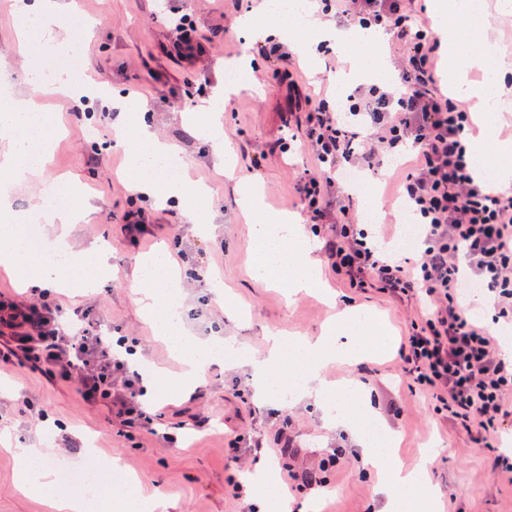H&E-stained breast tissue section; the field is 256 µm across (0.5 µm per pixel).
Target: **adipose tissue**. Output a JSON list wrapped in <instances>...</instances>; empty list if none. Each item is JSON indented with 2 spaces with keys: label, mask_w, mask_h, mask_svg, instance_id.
Wrapping results in <instances>:
<instances>
[{
  "label": "adipose tissue",
  "mask_w": 512,
  "mask_h": 512,
  "mask_svg": "<svg viewBox=\"0 0 512 512\" xmlns=\"http://www.w3.org/2000/svg\"><path fill=\"white\" fill-rule=\"evenodd\" d=\"M433 32L448 64V82L458 102L480 115L481 130L469 141V154L477 177H489L493 190L512 187V138L498 137L495 130V103L506 94V74L485 70L489 44L484 28H474L465 20L463 0H433ZM309 0H277L275 6L264 7L251 19L255 39L277 37L300 40L304 46L336 43L337 38L326 26L311 27ZM481 69L482 79L471 76ZM43 123L42 111L33 97L14 101L12 109L0 110V130L10 133L0 150V267L12 271L28 288H57L64 275L61 263L41 259L28 264L25 240L13 230L11 190L27 182L35 169L27 162L32 154L29 133ZM128 159L127 177L130 189L137 194L179 202L193 223H208L207 213L197 202L205 197L204 187L189 182H170L161 173V165L172 158L173 151L144 129L130 132L122 141ZM495 152L500 164L494 175H487L483 162L487 152ZM239 203L253 223L252 275L256 280L287 285L292 293L322 287L319 264L311 255L306 231L298 216L282 211H269L258 185L244 184L238 189ZM139 281L149 302L143 312L155 332L164 336L172 351L183 361L186 371L176 379L152 377L147 390L160 395L171 388L187 389L211 362V343L187 334L184 323L171 314L166 305L177 276L166 251L159 250L142 258L137 265ZM389 340L385 324L369 312L347 310L336 322L322 328L316 339L299 336L274 337L264 354L252 357L257 372V387L262 397L284 392L289 398L298 395L312 399L324 422L343 426L352 404L358 397L357 387L339 389L329 384L324 369L336 362L358 363L364 356ZM364 461L377 472V486L387 497L385 512H435L437 498L427 482L424 470L402 471L395 463L397 438L386 431L381 444L368 441L357 433Z\"/></svg>",
  "instance_id": "ef3b65f1"
}]
</instances>
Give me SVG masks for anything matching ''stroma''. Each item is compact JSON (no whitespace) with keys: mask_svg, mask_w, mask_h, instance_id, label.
I'll return each instance as SVG.
<instances>
[{"mask_svg":"<svg viewBox=\"0 0 512 512\" xmlns=\"http://www.w3.org/2000/svg\"><path fill=\"white\" fill-rule=\"evenodd\" d=\"M497 2L487 0L486 24L512 87V13L499 12ZM68 3L61 26L78 34L84 93L42 95L48 122L60 133L39 175L12 192L13 210L22 220L46 184L74 177L97 208L90 223L71 225L67 234L55 232L49 223L42 228L47 242L63 243L71 256L97 243L109 257L111 272L98 288L57 292L63 308L89 310L104 332L137 338L138 352L154 370L179 374L180 362L141 318L136 303L138 259L162 245L179 270L203 258L210 262L206 284L179 289L191 335L202 340L218 336L256 354L264 351L272 333L318 335L335 308L318 294L291 299L285 288L251 278V226L234 185L239 177L256 180L270 208L302 213L298 183L315 167L303 143L305 116L319 100L335 102L338 76L366 49L361 33L343 32L342 49L320 51L313 69L299 45L288 44L285 59L261 54L241 21L260 12L263 0ZM185 10L191 11L203 44L195 74L168 53L166 18ZM23 23L17 0H0V81L15 96L30 88L31 63L50 67L65 53L61 47L44 52L35 46L30 55L20 54L17 30ZM245 55L252 59V70L244 89L231 95L224 108L221 138L200 136L186 125L184 112L224 84L227 70ZM107 102L121 112L102 125L98 117ZM130 126L145 127L175 145L184 175L209 187V233H198L181 208L131 192L124 178L126 156L115 145L119 131ZM363 177L381 203L374 223L384 239H396L402 221L394 202L400 175L367 170ZM137 208L158 226L133 243L121 225L124 213ZM313 255L338 295V306L381 314L393 336L376 359L357 366L329 365L326 378L360 382L369 407L399 434L397 453L404 468H415L428 448H439L428 470L438 512H512V472L493 470L491 451L437 413L432 394L409 385L400 348L423 315L419 303L374 286L351 287L332 270L323 237H315ZM256 379L251 365L214 360L192 389L150 407L154 433L130 438L110 407L86 404L75 383L29 363L0 367V437L6 442L0 448V512H53L46 495L18 489L20 463L9 448L29 444L40 449L61 480L76 469L104 476L103 496L85 503L83 512H141L145 499L157 491L172 498L178 512H243L224 469L226 441L237 435L260 437L266 446L258 456L243 452V471L277 466L281 490L309 505L310 512H383L386 499L376 492L375 471L362 462L350 429L324 424L305 397L288 405L259 400L253 393Z\"/></svg>","mask_w":512,"mask_h":512,"instance_id":"35a3bbf8","label":"stroma"}]
</instances>
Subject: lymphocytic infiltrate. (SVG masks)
I'll return each instance as SVG.
<instances>
[{
	"mask_svg": "<svg viewBox=\"0 0 512 512\" xmlns=\"http://www.w3.org/2000/svg\"><path fill=\"white\" fill-rule=\"evenodd\" d=\"M322 12L351 31L384 30L410 51L394 81L348 92L342 113L323 105L308 113L305 135L317 164L298 189L312 229L322 230L336 167L374 169L384 156L416 154L398 194L421 230L416 267L381 252L345 206L329 227L331 266L351 287L372 282L423 298L424 320L403 348L412 382L435 396L438 412L473 429L475 442L489 443L512 414V361L499 357L496 336L470 316V287L478 285L498 318L512 323V194L474 178L468 115L438 90V44L415 22L411 0H329ZM61 313L42 298L27 304L0 296V363L24 358L57 370L77 382L87 404L106 403L128 429L147 428L139 375L126 361L131 347L93 330L85 313Z\"/></svg>",
	"mask_w": 512,
	"mask_h": 512,
	"instance_id": "lymphocytic-infiltrate-1",
	"label": "lymphocytic infiltrate"
}]
</instances>
